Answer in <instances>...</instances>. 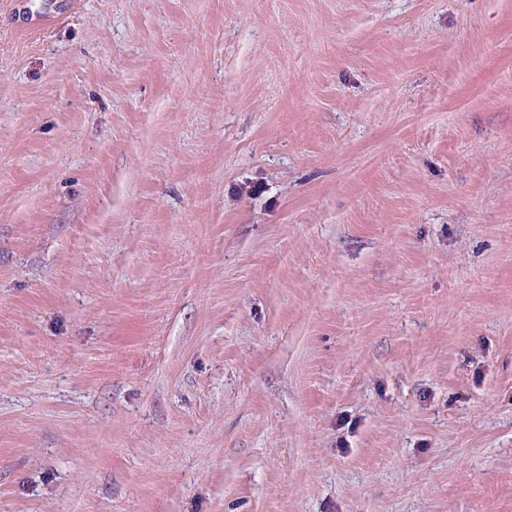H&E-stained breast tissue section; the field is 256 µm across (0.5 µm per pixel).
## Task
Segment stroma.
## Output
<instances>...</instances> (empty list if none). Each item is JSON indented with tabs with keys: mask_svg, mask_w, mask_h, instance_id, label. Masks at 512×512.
<instances>
[{
	"mask_svg": "<svg viewBox=\"0 0 512 512\" xmlns=\"http://www.w3.org/2000/svg\"><path fill=\"white\" fill-rule=\"evenodd\" d=\"M0 512H512V0H0Z\"/></svg>",
	"mask_w": 512,
	"mask_h": 512,
	"instance_id": "1",
	"label": "stroma"
}]
</instances>
